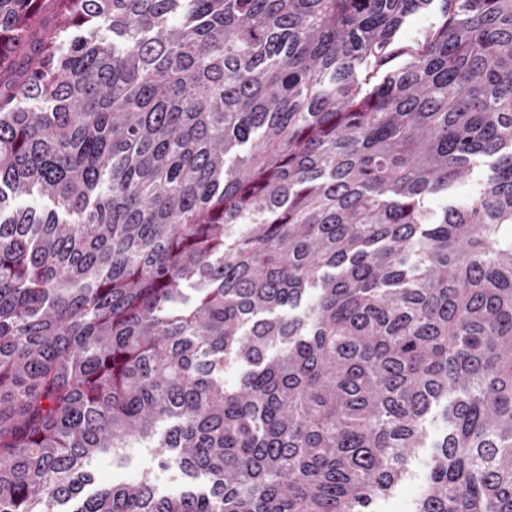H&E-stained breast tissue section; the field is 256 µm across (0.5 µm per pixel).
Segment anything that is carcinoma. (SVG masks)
Wrapping results in <instances>:
<instances>
[{"label": "carcinoma", "mask_w": 512, "mask_h": 512, "mask_svg": "<svg viewBox=\"0 0 512 512\" xmlns=\"http://www.w3.org/2000/svg\"><path fill=\"white\" fill-rule=\"evenodd\" d=\"M433 2L0 0V512H378L442 402L411 512H512V0ZM441 18L439 2H435L433 9L428 13L412 16L400 33V39L408 42L420 38L428 29L434 26ZM131 461L125 468L112 466L108 458H99L90 465L94 476V485L90 487L100 488L112 485L120 481H132L139 478L143 473L151 474L154 483L161 493H171L180 490L183 486L181 474L174 469H162L158 461L148 448H131Z\"/></svg>", "instance_id": "1"}]
</instances>
